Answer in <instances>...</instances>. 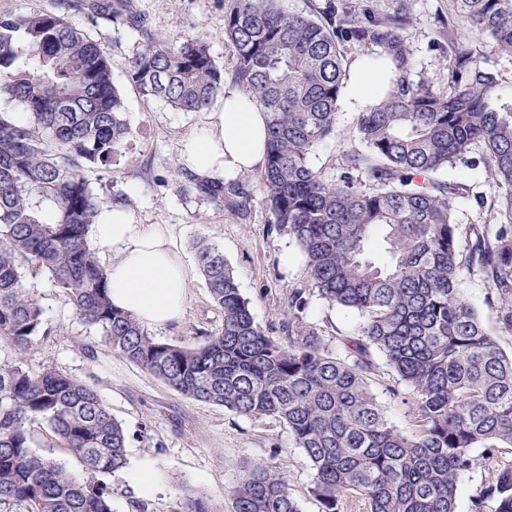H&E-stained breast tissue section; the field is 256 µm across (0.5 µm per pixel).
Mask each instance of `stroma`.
Wrapping results in <instances>:
<instances>
[{
    "instance_id": "obj_1",
    "label": "stroma",
    "mask_w": 512,
    "mask_h": 512,
    "mask_svg": "<svg viewBox=\"0 0 512 512\" xmlns=\"http://www.w3.org/2000/svg\"><path fill=\"white\" fill-rule=\"evenodd\" d=\"M154 36L178 44L205 36L216 60L232 68V53L224 45V14L231 0H131ZM359 8L378 15L400 10L413 21L408 43L419 77L437 88L448 85L449 57L442 49L448 41V0H356ZM100 44L112 62V72L124 97L131 135L123 156L111 171L91 176L101 197L124 206L139 224L171 225L180 248L195 259L194 245L204 240L217 246L232 269L256 323L270 336L285 338L279 313L288 291L304 288L308 277L304 259L287 228L272 224L257 188L254 172L233 177L248 195L246 208L234 212L210 197L197 193L182 196L180 187L190 177L180 147L193 131L208 122L209 112H176L146 100L126 78L130 58L140 48V34L119 23L93 22L81 12L69 15ZM355 109L341 107L338 133L322 143L311 158L316 168L332 172L339 156L358 147L354 137ZM442 181H462L473 196L455 201L460 251H467L475 231L495 233L498 223L489 208L478 207L474 197L494 198L485 182L483 166L461 160L438 172ZM45 308V334L39 335L26 366L39 372L54 366L96 388L128 435L129 462L149 459L155 466L157 486L149 496V512H175L188 496H207L213 512H235L229 494L244 466L259 459L278 464L288 478L292 496L301 512H321L309 492L312 472L301 449L295 447L288 428L272 417L248 418L222 406L186 398L141 366L119 356L96 329L83 324L67 297L41 277L28 279ZM463 298L474 308L484 327L506 353H512V333L498 322L500 301L488 283L477 275L461 273ZM304 322L318 333L325 350L336 354L341 339L358 336V313L330 305L311 295ZM222 310L212 300L201 274H194L184 313L178 322L151 328L157 341L193 347L204 334L218 332ZM375 368L369 388L391 425L403 433L414 429L413 391L392 371L381 354H374ZM477 467L462 474L457 512H473V501L485 488L488 465L512 464V448L497 449L485 459L475 449Z\"/></svg>"
}]
</instances>
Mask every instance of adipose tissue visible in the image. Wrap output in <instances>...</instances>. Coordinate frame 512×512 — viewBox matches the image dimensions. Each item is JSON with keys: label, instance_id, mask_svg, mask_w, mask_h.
I'll return each mask as SVG.
<instances>
[{"label": "adipose tissue", "instance_id": "adipose-tissue-1", "mask_svg": "<svg viewBox=\"0 0 512 512\" xmlns=\"http://www.w3.org/2000/svg\"><path fill=\"white\" fill-rule=\"evenodd\" d=\"M383 80L379 61L358 58L349 74L348 101L365 102ZM266 140L263 113L245 93L228 90L206 127L185 139L182 159L200 178H230L263 165ZM92 233L110 255L106 271L114 307L150 327L182 317L192 269L169 225L135 223L127 210L112 205L99 212Z\"/></svg>", "mask_w": 512, "mask_h": 512}]
</instances>
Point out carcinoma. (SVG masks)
<instances>
[{
    "instance_id": "cac0c4a2",
    "label": "carcinoma",
    "mask_w": 512,
    "mask_h": 512,
    "mask_svg": "<svg viewBox=\"0 0 512 512\" xmlns=\"http://www.w3.org/2000/svg\"><path fill=\"white\" fill-rule=\"evenodd\" d=\"M286 0H232L224 14L227 72L201 37L178 45L146 33L129 60L128 79L148 100L178 112H204L240 86L267 116L266 161L256 176L272 223L288 227L309 287L292 288L281 319L288 343L254 321L224 253L205 241L197 261L222 329L196 347L156 341L131 315L112 307L108 276L88 233L111 202L88 172L112 171L131 134L112 63L88 32L52 10L0 15V506L25 512H112L101 480L127 466L128 436L92 386L25 358L44 329V307L25 272L44 275L75 313L120 355L181 395L243 417L288 426L312 470L310 493L322 512L360 497L367 512H456L459 477L512 447V355L500 348L459 288L462 270L478 272L501 300L499 323L512 332V96L466 37L478 32L512 57V0H449L448 90L413 79L406 14L366 16L349 0H327L324 23ZM94 17L142 31L129 0H92ZM343 42L376 45L392 78L358 113L360 150L342 154L327 175L311 155L336 134L348 80ZM477 145L485 181L497 192L502 228L474 232L467 256L457 243L454 200L464 183L434 175ZM374 186L364 189L361 177ZM185 193L243 206L242 191L190 179ZM388 261L368 256L372 238ZM362 318L344 355L325 350L303 322L311 292ZM416 395L415 430L386 419L370 393L372 352ZM41 421L78 460L83 475L32 450ZM230 494L236 512H300L276 464H249ZM493 512H512V466L488 471ZM177 512H212L204 496Z\"/></svg>"
}]
</instances>
